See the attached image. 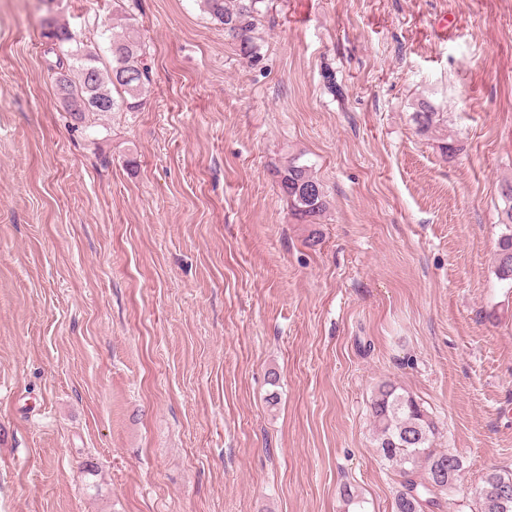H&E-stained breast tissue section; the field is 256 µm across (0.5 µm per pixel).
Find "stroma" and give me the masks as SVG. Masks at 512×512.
<instances>
[{
	"mask_svg": "<svg viewBox=\"0 0 512 512\" xmlns=\"http://www.w3.org/2000/svg\"><path fill=\"white\" fill-rule=\"evenodd\" d=\"M120 8L147 93L74 124L40 21L108 64ZM255 43L199 0H0V512H392L383 381L463 461L439 512L512 470V0H269ZM419 132L433 133L444 122V113L437 112L428 102H420L412 117ZM301 157H292L286 166L276 170L279 187L296 223L318 224L317 218L328 205L327 196L311 166L301 162ZM501 197L506 202L502 211V222L509 233H505L499 241L496 254L497 270L501 280L512 283V180H504L500 185Z\"/></svg>",
	"mask_w": 512,
	"mask_h": 512,
	"instance_id": "obj_1",
	"label": "stroma"
}]
</instances>
